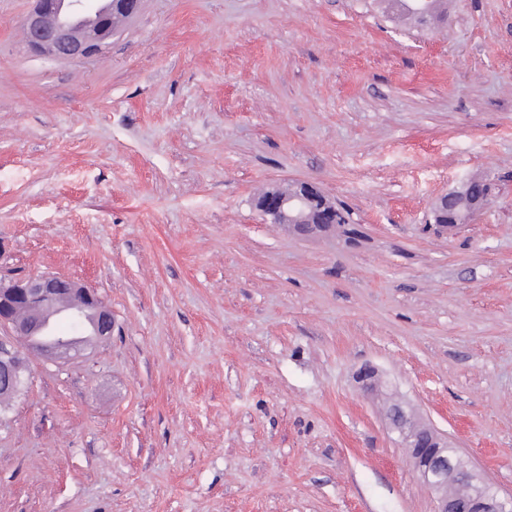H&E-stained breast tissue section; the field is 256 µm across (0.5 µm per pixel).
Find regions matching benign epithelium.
Returning <instances> with one entry per match:
<instances>
[{"label": "benign epithelium", "mask_w": 512, "mask_h": 512, "mask_svg": "<svg viewBox=\"0 0 512 512\" xmlns=\"http://www.w3.org/2000/svg\"><path fill=\"white\" fill-rule=\"evenodd\" d=\"M140 4L141 0H31L23 20L27 48L34 55L62 62L91 60L102 54L115 33L114 12L134 18ZM487 186L477 177L462 180L435 201V223L446 230L469 223L482 206ZM315 194L310 183L296 182L285 191L267 192L256 207L272 222L286 224L301 236H313L336 226L334 210H310ZM20 306L29 316L16 314ZM59 318L91 328L102 342L112 336V310L81 282L50 274L0 277V327L10 330V336L0 337L1 394L15 396L28 383V365L14 338L43 336ZM26 347L54 363L85 350L73 337L59 335L50 343L32 341ZM388 418L414 469L435 494L436 512H512V496L501 499L474 484L468 462L448 448L434 427L416 422L398 404L391 406Z\"/></svg>", "instance_id": "7a95c632"}]
</instances>
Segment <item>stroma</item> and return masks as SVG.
I'll return each instance as SVG.
<instances>
[{
    "mask_svg": "<svg viewBox=\"0 0 512 512\" xmlns=\"http://www.w3.org/2000/svg\"><path fill=\"white\" fill-rule=\"evenodd\" d=\"M29 7L0 0L1 259L83 282L114 328L30 356L0 512H435L395 403L512 496V0H452L443 29L143 0L78 63L28 53ZM467 177L489 202L438 229ZM297 181L348 224L266 221ZM71 331V336H77L79 333L78 329L74 326H71ZM52 335L55 337L50 343L39 344L33 340L25 345L28 350L41 356L46 361L54 363L66 362L77 356L87 347L83 344L76 343L71 336H59L56 333Z\"/></svg>",
    "mask_w": 512,
    "mask_h": 512,
    "instance_id": "obj_1",
    "label": "stroma"
}]
</instances>
